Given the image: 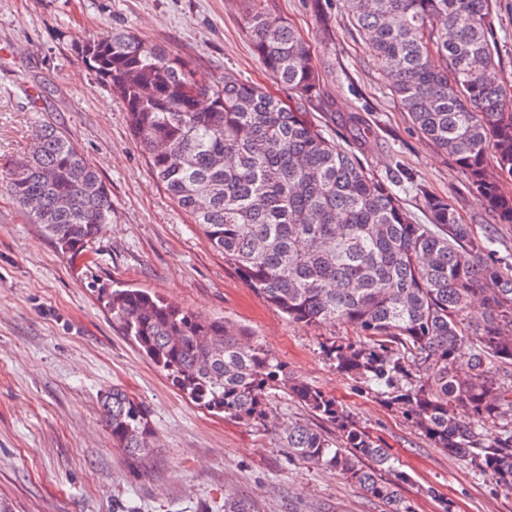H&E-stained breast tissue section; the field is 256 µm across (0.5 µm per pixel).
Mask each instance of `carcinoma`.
Masks as SVG:
<instances>
[{
    "mask_svg": "<svg viewBox=\"0 0 512 512\" xmlns=\"http://www.w3.org/2000/svg\"><path fill=\"white\" fill-rule=\"evenodd\" d=\"M258 59L288 88L286 104L227 72L211 83L193 62L128 29L74 44L124 106L131 135L166 193L264 301L294 323L342 325L336 368L390 398L448 453L512 488V263L459 223L448 200L406 176L429 223L328 138L305 104L322 95L309 45L268 0H244ZM392 96L451 157L499 223L512 224V88L500 75L490 0H343ZM11 197L70 260L112 220L97 168L58 128L36 122L8 180ZM484 313L468 320L471 298ZM101 299L125 335L196 404L261 422L268 391L288 390L336 430L305 421L283 437L289 458L331 469L381 504L414 512L410 481L346 408L288 375L246 328L115 282ZM468 351L469 367L457 369ZM113 445L146 454L157 436L145 404L102 396ZM497 429L493 439L483 428Z\"/></svg>",
    "mask_w": 512,
    "mask_h": 512,
    "instance_id": "carcinoma-1",
    "label": "carcinoma"
}]
</instances>
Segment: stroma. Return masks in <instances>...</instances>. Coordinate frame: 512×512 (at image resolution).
Here are the masks:
<instances>
[{
	"label": "stroma",
	"instance_id": "obj_1",
	"mask_svg": "<svg viewBox=\"0 0 512 512\" xmlns=\"http://www.w3.org/2000/svg\"><path fill=\"white\" fill-rule=\"evenodd\" d=\"M312 47L323 95L308 110L326 135L351 143L416 223L427 215L403 173L448 200L461 223L490 233L512 257L499 223L452 159L423 138L391 95L342 0H269ZM242 0H0V498L13 512H224L236 496L253 512H381L336 471L288 458L290 423L321 419L284 392L265 423L198 406L112 321L98 285L145 288L207 317L249 329L290 376L335 397L392 454L415 512H512V490L435 447L388 399L338 371L325 346L342 326L288 321L214 252L152 174L122 103L77 58L74 43L124 28L191 59L203 74L232 72L279 97L241 24ZM500 74L512 85V0H491ZM37 97H30V90ZM62 130L112 193V222L70 262L29 223L6 190L34 122ZM125 389L148 408L158 446L134 458L112 444L104 392Z\"/></svg>",
	"mask_w": 512,
	"mask_h": 512
}]
</instances>
